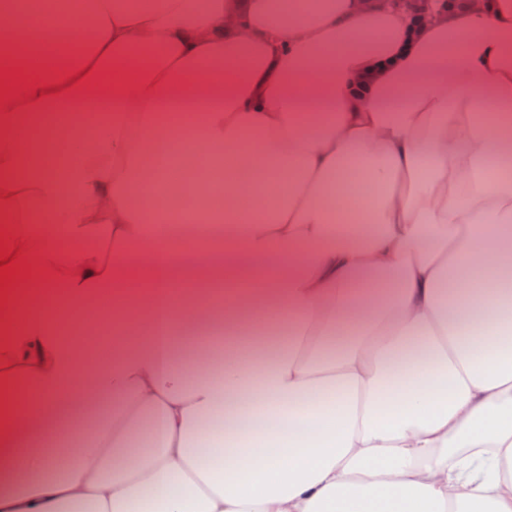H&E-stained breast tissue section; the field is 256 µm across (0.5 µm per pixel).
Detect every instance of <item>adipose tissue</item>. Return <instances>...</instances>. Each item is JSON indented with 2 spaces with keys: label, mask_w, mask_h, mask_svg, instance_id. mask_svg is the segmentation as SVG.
<instances>
[{
  "label": "adipose tissue",
  "mask_w": 512,
  "mask_h": 512,
  "mask_svg": "<svg viewBox=\"0 0 512 512\" xmlns=\"http://www.w3.org/2000/svg\"><path fill=\"white\" fill-rule=\"evenodd\" d=\"M0 33L36 79L0 78V243L48 290L0 298V512H512V0H0ZM167 139L224 179L194 215ZM129 278L92 361L61 326ZM44 290L41 288V281L36 272H31L28 277V287L25 291L18 292L14 297L15 306H28L39 304L42 301Z\"/></svg>",
  "instance_id": "ef3b65f1"
}]
</instances>
